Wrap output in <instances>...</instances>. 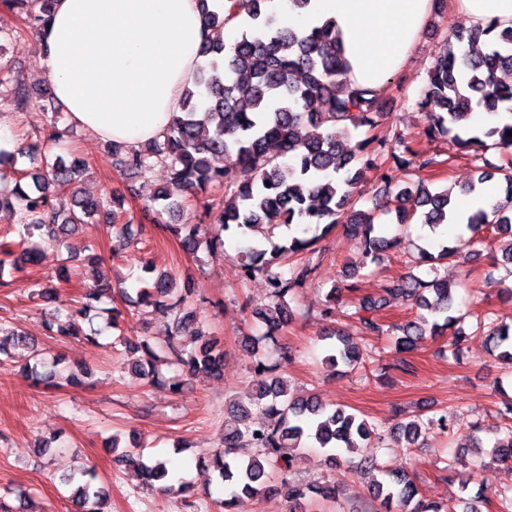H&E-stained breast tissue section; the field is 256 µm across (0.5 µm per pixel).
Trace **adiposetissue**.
Returning <instances> with one entry per match:
<instances>
[{"instance_id":"1","label":"adipose tissue","mask_w":512,"mask_h":512,"mask_svg":"<svg viewBox=\"0 0 512 512\" xmlns=\"http://www.w3.org/2000/svg\"><path fill=\"white\" fill-rule=\"evenodd\" d=\"M283 25L304 32L331 22L349 80L380 89L409 62L433 0H310ZM469 22L512 25V0H454ZM206 36L199 0H55L35 48L50 91L70 121L139 148L180 114V98Z\"/></svg>"}]
</instances>
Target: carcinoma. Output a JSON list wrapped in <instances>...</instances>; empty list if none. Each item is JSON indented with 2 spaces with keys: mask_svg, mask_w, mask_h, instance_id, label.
<instances>
[{
  "mask_svg": "<svg viewBox=\"0 0 512 512\" xmlns=\"http://www.w3.org/2000/svg\"><path fill=\"white\" fill-rule=\"evenodd\" d=\"M17 11L22 26L18 34L41 28L51 14L54 0H0ZM201 19L209 31L199 49L202 64L187 79L180 109L183 116L167 128L161 137L143 149L112 146L115 165L139 174L156 164L169 169L172 189L150 191L149 201L161 211H180V193H203L214 186L224 188V212L204 232L201 224L188 220L181 224H159L157 228L173 232L184 251L195 254L204 248L211 252L224 246L223 233L232 231L253 238L266 237L265 228L279 224L294 225L297 235L282 245L266 249L257 242L241 256L240 274L244 279L265 278L270 303L261 309L268 327L265 338L277 342L274 333L291 319L286 297L304 287L314 267L308 255L319 234L341 224L357 241L362 258L376 261L397 244L394 237L381 235L375 210L356 208L367 173L376 170L380 179L392 184V176L381 171V158L392 160L397 169H425L434 160L413 150L405 138L386 145L371 136L356 142L345 153L342 144L351 133L372 129L386 116L381 106L383 91L352 84L346 78L345 65L330 23L300 33L282 25L270 7V0H201ZM236 18L243 31L233 44L226 45L224 28ZM512 71V26L498 29L494 22L469 31L453 32L432 67L418 107L429 113L428 133L447 137L456 150L473 151L475 156L491 148L512 151V85L498 73ZM497 118L484 126L467 121L475 108ZM35 171H18L14 181L0 178V207L7 206L16 216L20 239L47 229L53 237H69L80 224L92 219L115 229L118 246L131 244L124 228H115L119 216L104 197H80L73 185L88 169L87 160L77 157L65 162L51 157L50 150L32 159ZM502 176L507 205L500 203L486 211L479 207L459 218L450 189L435 191L424 181L406 186L395 185L396 224L412 222L435 229L443 224L464 222L455 236L457 245L441 246L438 253L420 252L418 265L426 274L412 272L387 281L381 288L384 297H364L352 316L367 336L394 337L395 351L407 352L424 339L425 333L443 336L459 322L454 315V296L448 277H439L443 260L456 256L469 260L480 255L487 230L512 238V158L490 165L465 190L478 193L482 186ZM45 257L41 249L31 248L20 255L5 248L0 251V275L5 269L21 272L25 264H38ZM137 298L146 307H155L172 317L168 341L159 355L145 339L134 344L141 353L128 365V372L149 385H162L173 392L183 390L187 382L205 374L223 376L224 349L221 341L207 334L189 311L191 289H180L175 280L164 275L154 283L139 279ZM80 307L60 303L55 288H42L38 296L57 305L47 321L48 331L62 336H80L98 344L99 330L84 331L83 323L93 318L118 327L120 311L101 307L112 298V287L84 280ZM400 296L428 312L418 321L386 324L376 310L386 297ZM476 327L495 343L499 358L512 372V327L497 325L487 316L476 318ZM27 343L29 338L18 328L0 326V355L8 354L6 340ZM194 343L186 348L185 340ZM324 362L331 368H355L363 362L361 344L350 336H324ZM174 368V375L160 379L158 363ZM23 370L37 385L50 388L56 371L47 367L37 350ZM275 368L258 360L252 367V384L246 399L231 404L224 423L219 449L201 461L215 474L227 497L218 501L224 512H247L256 498L280 495L288 503V512H308L307 498L314 494L324 500L336 498V486L324 482L304 486L289 478L300 460L299 450L306 442L324 449L323 464L334 466L343 453L356 454L362 448H380L386 439L410 448L429 428L450 431L448 414L424 419L417 416L399 422L387 433L341 406L330 407L313 394L294 393L288 381L275 376ZM264 410L270 420L256 425L252 408ZM112 461L118 466L137 469L142 484H155L171 478L168 461L144 458L141 438L133 435L126 444L112 438ZM357 468L375 475L368 492L380 512H455L418 499L419 490L406 473L384 470L372 456L360 458ZM80 478L72 490L71 502L80 512H105L106 493L97 484L92 469L78 471L67 484ZM484 486L475 498L467 499L466 512H478L477 503L489 492L497 499L498 512H512V488L494 490Z\"/></svg>",
  "mask_w": 512,
  "mask_h": 512,
  "instance_id": "carcinoma-1",
  "label": "carcinoma"
}]
</instances>
